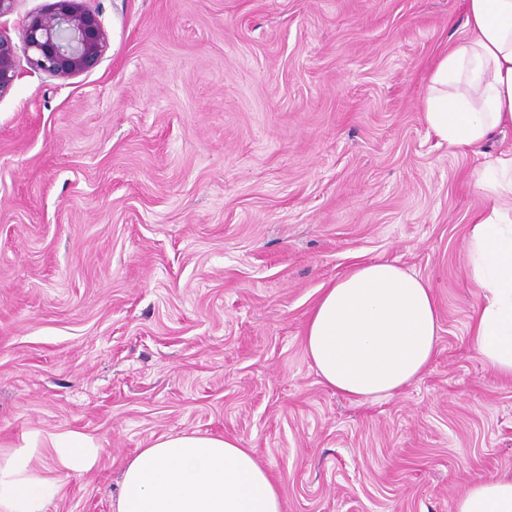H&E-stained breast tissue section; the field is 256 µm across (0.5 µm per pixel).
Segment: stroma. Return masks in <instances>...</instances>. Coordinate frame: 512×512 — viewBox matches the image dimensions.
<instances>
[{
  "instance_id": "obj_1",
  "label": "stroma",
  "mask_w": 512,
  "mask_h": 512,
  "mask_svg": "<svg viewBox=\"0 0 512 512\" xmlns=\"http://www.w3.org/2000/svg\"><path fill=\"white\" fill-rule=\"evenodd\" d=\"M90 70L0 95V442L102 447L47 512H112L158 436L221 435L283 512H455L512 474V381L468 334L473 187L428 136L433 63L464 0H87ZM394 261L438 304L437 353L393 396L327 388L303 345L320 290Z\"/></svg>"
}]
</instances>
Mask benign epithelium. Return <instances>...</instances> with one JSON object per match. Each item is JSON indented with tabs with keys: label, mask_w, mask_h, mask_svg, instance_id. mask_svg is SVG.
Instances as JSON below:
<instances>
[{
	"label": "benign epithelium",
	"mask_w": 512,
	"mask_h": 512,
	"mask_svg": "<svg viewBox=\"0 0 512 512\" xmlns=\"http://www.w3.org/2000/svg\"><path fill=\"white\" fill-rule=\"evenodd\" d=\"M21 43L31 70L70 78L98 63L109 37L84 0H54L48 11L29 15ZM17 77V46L0 33V95Z\"/></svg>",
	"instance_id": "7a95c632"
}]
</instances>
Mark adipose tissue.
<instances>
[{
  "instance_id": "1",
  "label": "adipose tissue",
  "mask_w": 512,
  "mask_h": 512,
  "mask_svg": "<svg viewBox=\"0 0 512 512\" xmlns=\"http://www.w3.org/2000/svg\"><path fill=\"white\" fill-rule=\"evenodd\" d=\"M427 132L461 154L512 128V0H465L460 36L433 65L423 102ZM490 201L468 232L466 278L480 305L470 326L484 365L512 379V150L487 160L475 183ZM440 325L430 285L388 262L337 276L305 323V352L324 385L380 398L418 379ZM94 438L33 429L0 447V512H46L65 478L93 468ZM113 512H282L279 488L249 449L221 436L155 438L124 464ZM456 512H512V477L475 483Z\"/></svg>"
}]
</instances>
